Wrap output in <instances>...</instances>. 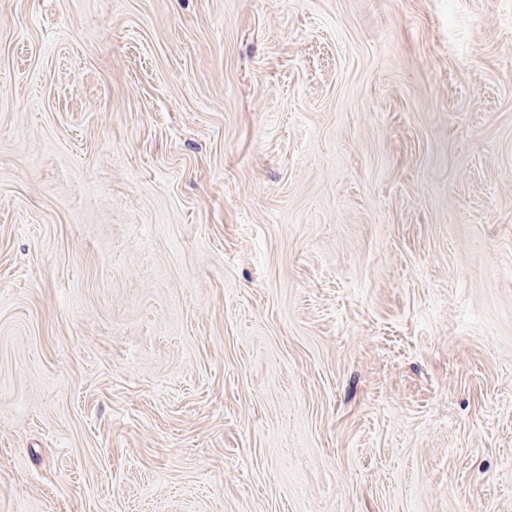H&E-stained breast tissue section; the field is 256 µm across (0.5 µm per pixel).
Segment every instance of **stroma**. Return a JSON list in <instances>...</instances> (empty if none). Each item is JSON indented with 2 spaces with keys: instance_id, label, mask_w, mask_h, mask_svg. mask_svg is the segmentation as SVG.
Wrapping results in <instances>:
<instances>
[{
  "instance_id": "1",
  "label": "stroma",
  "mask_w": 512,
  "mask_h": 512,
  "mask_svg": "<svg viewBox=\"0 0 512 512\" xmlns=\"http://www.w3.org/2000/svg\"><path fill=\"white\" fill-rule=\"evenodd\" d=\"M0 512H512V0H0Z\"/></svg>"
}]
</instances>
